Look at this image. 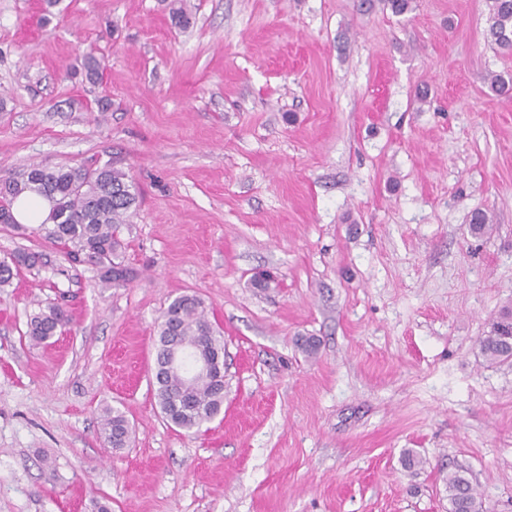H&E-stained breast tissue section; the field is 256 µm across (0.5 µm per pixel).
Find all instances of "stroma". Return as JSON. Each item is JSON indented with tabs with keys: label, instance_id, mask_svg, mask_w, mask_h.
<instances>
[{
	"label": "stroma",
	"instance_id": "obj_1",
	"mask_svg": "<svg viewBox=\"0 0 512 512\" xmlns=\"http://www.w3.org/2000/svg\"><path fill=\"white\" fill-rule=\"evenodd\" d=\"M187 9L0 0V176L96 160L140 193L120 285L0 224V259L47 256L0 288V512H448L454 469L512 512V362L478 347L512 306V96L487 81L512 55L487 0ZM186 293L224 335V408L195 434L151 386ZM51 303L72 323L30 345ZM109 407L127 448L102 443Z\"/></svg>",
	"mask_w": 512,
	"mask_h": 512
}]
</instances>
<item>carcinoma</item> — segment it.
Wrapping results in <instances>:
<instances>
[{
	"mask_svg": "<svg viewBox=\"0 0 512 512\" xmlns=\"http://www.w3.org/2000/svg\"><path fill=\"white\" fill-rule=\"evenodd\" d=\"M488 41L512 53V0H488ZM492 90L512 94V76L490 74ZM36 193L51 203L48 222L38 232L47 242L68 251L72 257L98 270L102 281L125 283L129 271L119 261V227L130 223L139 206L138 191L123 170L110 163L81 167H47L33 164L18 176L0 177V224H13L11 204L20 193ZM471 233L483 236L492 231L485 212L475 210L470 218ZM44 254L23 252L0 261V288L11 285L22 268L43 263ZM71 323L68 311L56 304L33 315L27 336L43 343ZM153 392L164 418L189 433L213 421L224 406V382L219 368L214 374L187 385L182 376L167 368L171 351L179 346L195 349L211 358L224 357V336L208 319L203 302L194 295L174 299L157 325ZM479 348L491 363L512 360V309H504L480 338ZM105 442L124 448L131 431L123 412L108 409L102 423ZM449 512H470L476 508V490L462 470L448 472Z\"/></svg>",
	"mask_w": 512,
	"mask_h": 512,
	"instance_id": "cac0c4a2",
	"label": "carcinoma"
}]
</instances>
